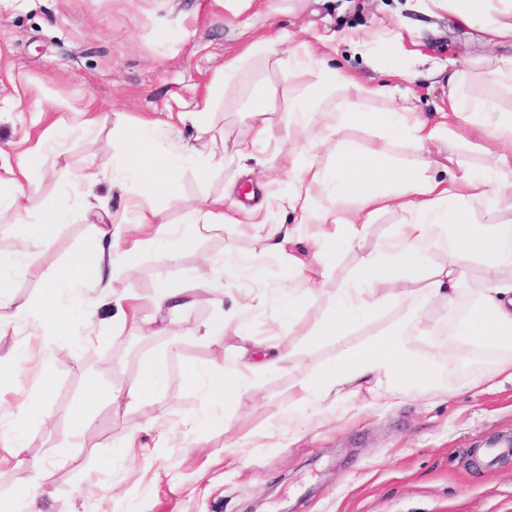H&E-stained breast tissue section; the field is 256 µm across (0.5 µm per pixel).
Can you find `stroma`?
Masks as SVG:
<instances>
[{
	"mask_svg": "<svg viewBox=\"0 0 512 512\" xmlns=\"http://www.w3.org/2000/svg\"><path fill=\"white\" fill-rule=\"evenodd\" d=\"M225 0H0V180L11 179L20 160L31 170L25 191L31 203L62 198L71 175L108 169L91 193L98 207L119 220L121 236L135 238L134 203L160 209L178 223L190 208L223 197L235 218L201 239L195 250L160 264L145 247L134 271L117 269L99 286L71 297L88 315L98 338L38 335L20 317L0 326V420L19 423L16 457L0 463V498L50 493L43 512H512V452L490 464L481 460L489 444L512 439V382L473 395L464 385L494 369L498 356L472 346H449L454 323L446 302L432 300L420 314L432 326L428 351L453 363L447 393L435 390L406 395L387 407L361 392L335 416L288 419V386L294 379L325 370L343 356V344H310L309 334L327 313L325 295L358 277L360 253L338 249L336 262L312 287L294 312L289 335L278 333L280 300L288 289L287 263L268 253L258 223L292 228L294 252L310 246L311 229L300 227L286 197L289 168L281 164L288 149L281 116L297 81L277 55L244 63L236 79L215 86L224 63L237 57L254 37L288 33L280 52L303 50L317 36H333L331 66L372 86H399L394 98L362 101L361 109L380 112L411 107L423 117L448 109V75H466L468 92L512 111L507 93L485 75L490 59L511 58L512 46L457 20L426 0H250L240 14ZM398 33V43L379 42L381 32ZM268 105L272 136L252 157L239 158L236 146L254 139L250 108L257 97ZM210 103V130L225 146L224 165L202 175L196 161L182 162L175 194L152 193L127 178L125 131L141 118L156 120L159 148L193 142L197 130L177 121L179 113L201 100ZM94 112L92 130L79 129L81 111ZM58 114L73 124L39 155H32L40 113ZM68 215L35 270L15 279L16 304L36 302L58 268L89 243L96 210L67 201ZM263 257L261 277L251 280L228 272L224 319L230 324L218 341L203 339L212 304L193 302L174 318V335L138 336L112 332L111 312L102 294L130 298L141 316H155L151 298L158 280L186 287L187 271L207 258ZM261 287L269 302L249 321L248 337L231 323L247 296ZM279 344L290 354L281 373H251L248 391L211 411L202 389L188 381L193 368L233 363L246 339ZM162 356L167 385L163 396L139 407L121 393L144 360ZM52 374L55 394L37 419H20L18 403L37 396L44 374ZM102 390L117 392L103 400L82 429L68 411L85 391L89 374ZM191 414L206 415L195 432L181 425ZM167 427L157 438L149 425ZM137 432L135 454H123L121 437ZM41 462L34 471L32 462Z\"/></svg>",
	"mask_w": 512,
	"mask_h": 512,
	"instance_id": "1",
	"label": "stroma"
}]
</instances>
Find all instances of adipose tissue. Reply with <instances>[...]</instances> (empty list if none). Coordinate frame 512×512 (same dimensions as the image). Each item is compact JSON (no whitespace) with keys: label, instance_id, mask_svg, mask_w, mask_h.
<instances>
[{"label":"adipose tissue","instance_id":"ef3b65f1","mask_svg":"<svg viewBox=\"0 0 512 512\" xmlns=\"http://www.w3.org/2000/svg\"><path fill=\"white\" fill-rule=\"evenodd\" d=\"M445 2L465 25L512 42V0ZM328 42V37L317 38L303 52L280 60L299 81L283 119L292 172L288 204L301 223L320 227L306 258L289 255L288 280L293 288L281 321L291 322L303 298L300 285L314 284L317 275L334 263L335 251L323 245L328 238L362 251L364 272L356 285L336 288L329 295V313L310 334L314 344L343 340L360 320L413 296L425 302L439 298L455 306L471 269L479 265L489 276L478 300L457 318L451 336L456 343L501 353L497 369L474 380L478 386L493 382L498 374L512 372V246L507 243L512 231L499 220L501 212L512 211V113L497 111L492 100L469 96L458 73L448 77V110L433 123L407 107L386 112L351 108L348 96L389 98L395 90L360 84L344 70L329 67L322 52ZM336 93L343 94V101L324 110L328 96ZM321 111L327 114L322 121L317 118ZM354 127L375 130L377 136L360 145L348 135ZM464 140L476 150L494 147L490 174L462 166L454 151ZM126 143L128 171L156 194L174 190L183 158H200L204 173L224 159L223 144L213 138L199 147L179 144L160 149L149 121L131 125ZM403 143L412 147L413 159L393 155V148ZM440 168L446 178H437ZM385 212L400 214L402 222L383 246L367 248V228ZM66 217L59 203L39 204L34 220L20 216L14 226L28 239L29 251L21 256L0 252V309L15 308L46 336L75 334L84 322L79 307L63 301L64 290L103 283L118 262L133 268L147 243L155 246L160 261L173 260L194 250L204 232L225 220L224 201L216 198L185 212L175 228L159 210L140 209L137 223L146 236L133 241H119L111 227L93 225L92 248L58 270L38 303L15 305L10 293L13 279L34 268ZM389 285L395 286L394 294H386ZM409 336L407 322H397L368 345L346 347L333 369L299 377L292 387L290 412L300 418L325 417L337 403L364 390L392 405L424 383L441 381L442 367L415 358ZM288 361L277 346L267 345L259 352L243 350L240 361L230 367L216 362L204 370H190L189 379L205 391L212 406L220 407L241 397L246 371L280 372ZM165 383L163 362L149 359L124 395L133 404L155 400Z\"/></svg>","mask_w":512,"mask_h":512}]
</instances>
